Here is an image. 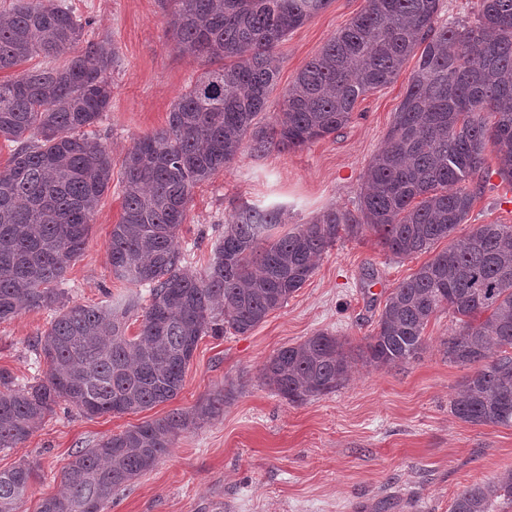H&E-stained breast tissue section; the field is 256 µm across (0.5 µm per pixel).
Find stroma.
I'll return each instance as SVG.
<instances>
[{"instance_id":"35a3bbf8","label":"stroma","mask_w":512,"mask_h":512,"mask_svg":"<svg viewBox=\"0 0 512 512\" xmlns=\"http://www.w3.org/2000/svg\"><path fill=\"white\" fill-rule=\"evenodd\" d=\"M88 20L92 38L111 42L112 103L97 125L112 157L114 184L93 217L81 255L67 274L70 304L106 305L132 293L111 275L107 242L122 213V161L134 141L162 130L177 97L205 67L182 54L168 34L171 0H64ZM366 0H330L279 43L277 84L263 122H271L284 90ZM417 65L409 59L391 84L360 99L351 122L297 151L262 153L243 147L224 171L193 191L178 245L185 264L204 272L217 241L242 205L288 210L289 225L306 224L331 208L356 210L363 174L383 145ZM483 182L469 221L512 224V187L495 174ZM428 259H396L373 236L342 237L317 262L312 277L246 335L203 337L178 397L137 414L81 415L59 402L17 447L0 450V469L27 462L36 476L20 512L60 489L75 451L146 420L223 393L224 406L201 427L180 434L169 457L112 497L108 512H449L464 487L512 470V427L477 426L452 415L466 367L449 362L444 339L456 320L438 313L424 331L425 348L410 364L377 369L356 364L336 392L288 404L261 377L278 349L325 330L360 343L372 334L386 299ZM51 311H25L0 323V368L19 381L45 364L33 344Z\"/></svg>"}]
</instances>
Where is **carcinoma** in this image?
<instances>
[{
	"label": "carcinoma",
	"mask_w": 512,
	"mask_h": 512,
	"mask_svg": "<svg viewBox=\"0 0 512 512\" xmlns=\"http://www.w3.org/2000/svg\"><path fill=\"white\" fill-rule=\"evenodd\" d=\"M330 0H172L169 32L210 65L173 103L167 127L138 138L122 163L120 221L107 245L112 275L149 289L139 334L126 335L135 300L65 303L67 270L112 181V157L92 128L112 102L107 39L71 54L87 22L55 0H16L0 23V71L42 56L51 63L0 83V138L16 144L0 171V322L22 310L54 312L37 337L44 378L20 383L0 369V450L26 441L60 401L88 418L138 413L174 400L204 336L244 335L313 275L314 259L345 233L370 234L396 257L437 252L390 293L374 333L354 346L319 331L267 358L265 382L290 404L336 392L353 365L419 358L430 319L446 310L444 340L470 368L450 406L473 425L512 427V224H473L462 235L485 153L512 185V0H481L475 25L438 24L439 0H366L297 74L274 121L260 124L279 75L275 49ZM419 54L384 147L365 173L358 213L330 209L277 238L283 207H242L224 226L205 273L176 245L194 188L250 148L295 151L345 127L357 101L398 77ZM66 57L61 65L52 61ZM224 397L176 408L74 453L60 491L38 512H104L112 492L170 453L179 433L212 419ZM0 470V512H18L33 477ZM512 502V471L460 490L450 512Z\"/></svg>",
	"instance_id": "cac0c4a2"
}]
</instances>
